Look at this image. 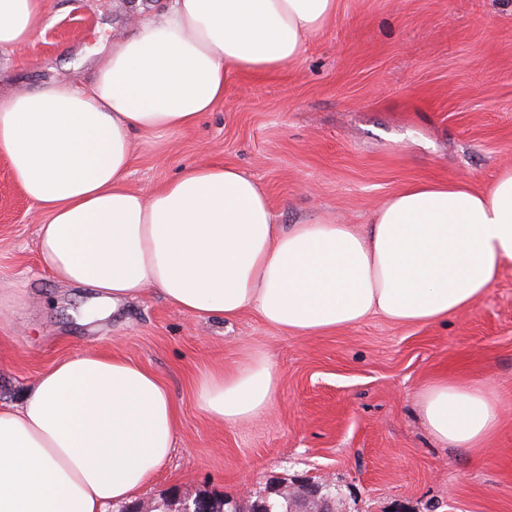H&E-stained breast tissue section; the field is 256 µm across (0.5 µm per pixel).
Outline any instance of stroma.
I'll return each mask as SVG.
<instances>
[{
	"mask_svg": "<svg viewBox=\"0 0 512 512\" xmlns=\"http://www.w3.org/2000/svg\"><path fill=\"white\" fill-rule=\"evenodd\" d=\"M163 2L43 0L24 57L0 55V95L87 82L133 33L132 14ZM211 161L262 183L285 224L326 214L363 225L418 180L489 188L512 168V0H338L299 62L234 76L195 127L137 146L128 184L148 193ZM45 219L0 155V401L19 402L58 360L92 350L153 371L179 411L175 447L144 493L163 512L326 477L336 512H512V264L470 309L431 325L375 316L294 336L252 313L204 321L157 292L81 320L91 290L60 285L39 262ZM257 352L278 373L270 412L215 423L197 377ZM444 376L490 381L503 397L483 456L439 444L419 418L421 390Z\"/></svg>",
	"mask_w": 512,
	"mask_h": 512,
	"instance_id": "obj_1",
	"label": "stroma"
}]
</instances>
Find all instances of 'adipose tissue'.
Returning a JSON list of instances; mask_svg holds the SVG:
<instances>
[{"mask_svg": "<svg viewBox=\"0 0 512 512\" xmlns=\"http://www.w3.org/2000/svg\"><path fill=\"white\" fill-rule=\"evenodd\" d=\"M337 0H169L141 17L81 85L0 96V154L47 220L43 267L95 289L106 307L156 291L176 308L232 323L245 313L296 336L372 316L429 325L469 309L512 262V169L476 191L414 182L366 226L278 220L263 186L213 162L143 194L127 176L136 144L196 126L233 76L296 63ZM42 0H0V50L18 55L41 32ZM278 375L257 353L214 369L197 400L227 425L274 402ZM431 436L484 451L501 400L481 381L423 387ZM177 408L152 371L108 353L65 358L21 402H0V512H104L142 494L170 456Z\"/></svg>", "mask_w": 512, "mask_h": 512, "instance_id": "1", "label": "adipose tissue"}]
</instances>
